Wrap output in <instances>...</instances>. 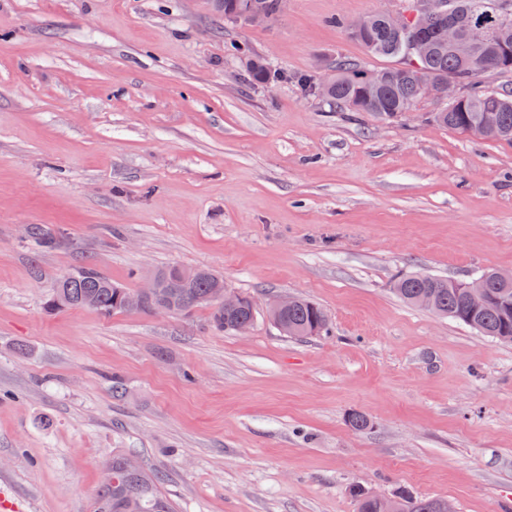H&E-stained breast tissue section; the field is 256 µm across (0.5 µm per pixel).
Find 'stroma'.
I'll return each instance as SVG.
<instances>
[{
    "instance_id": "stroma-1",
    "label": "stroma",
    "mask_w": 512,
    "mask_h": 512,
    "mask_svg": "<svg viewBox=\"0 0 512 512\" xmlns=\"http://www.w3.org/2000/svg\"><path fill=\"white\" fill-rule=\"evenodd\" d=\"M403 6L289 0L247 26L213 0H0V512H90L116 448L176 512H357L354 485L512 512V344L392 290L512 270V142L435 123L434 99L342 114L233 50L377 70L335 21ZM171 263L252 296L250 332L45 309L78 268L135 291ZM279 295L328 335L283 336ZM240 54L243 56L246 70L250 79L259 84L282 83L288 81V73L267 66L264 59L257 54L243 49ZM294 300L295 297L288 295L277 297L269 305L267 314L275 315L283 312L269 320L284 336L310 338L323 335L328 330V318L325 312L306 299L297 297ZM289 304L291 305L288 307Z\"/></svg>"
}]
</instances>
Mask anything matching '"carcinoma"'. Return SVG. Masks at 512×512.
<instances>
[{
  "label": "carcinoma",
  "instance_id": "cac0c4a2",
  "mask_svg": "<svg viewBox=\"0 0 512 512\" xmlns=\"http://www.w3.org/2000/svg\"><path fill=\"white\" fill-rule=\"evenodd\" d=\"M447 6H439L440 2ZM436 4L425 18L422 35L429 39L430 50L425 58L406 55V44L412 32L396 30L387 21V13L370 16V28L364 34L352 35L374 56L400 57L397 67L379 69L385 77L380 91L367 99L363 95L359 75L365 68L339 59L331 73L325 77L308 75L300 79L303 89L310 95H321L341 111L369 112L383 121H396L410 111L419 101L417 77L420 74L460 76L466 88L464 102L457 106L445 105L434 113L435 120L453 130L491 141H512V86L486 84L484 75L496 74L512 77V0H502V7L492 23V40L485 57L466 65L448 45L439 41L437 33L448 27V5L456 7L458 17H467L474 0H430ZM224 11V20L250 23L252 7H262L264 17L271 22L278 16L277 0H216ZM250 79L259 84L282 83L288 73L271 69L264 59L247 49L241 51ZM182 267L169 265L156 271L159 288L157 295L146 300L138 312L152 313L158 301L174 299V314H186L198 308L208 310V320L214 328L234 331V324L254 320L255 309L242 305L232 313L224 312L205 302L217 288L224 287V279L213 272L200 269L201 275L185 282ZM475 288L485 289L492 306L486 312L472 310L466 300L467 289L454 280L429 274L412 273L397 277L393 283L395 294L405 303L423 307L425 296L433 299L431 312L463 324L476 332L499 340L512 342V284L502 285L495 278V270L485 269L469 281ZM129 289L112 283L93 267L81 268L64 277L57 284L54 294L47 301V309L89 307L104 315L125 311L123 295ZM283 335L310 338L323 335L328 330V318L316 304L303 298L296 299L288 310L271 318ZM129 454L123 449L112 451L107 466L112 468V483L98 488L92 512H174L170 500L161 491V478L143 466L132 470L128 466ZM403 512H433L438 500L418 499L405 492L397 493Z\"/></svg>",
  "mask_w": 512,
  "mask_h": 512
}]
</instances>
